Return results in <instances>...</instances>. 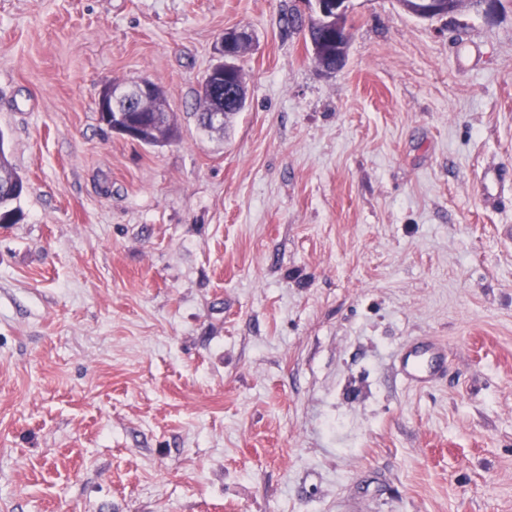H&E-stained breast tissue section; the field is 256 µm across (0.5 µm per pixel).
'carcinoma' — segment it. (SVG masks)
I'll return each instance as SVG.
<instances>
[{
	"label": "carcinoma",
	"instance_id": "1",
	"mask_svg": "<svg viewBox=\"0 0 512 512\" xmlns=\"http://www.w3.org/2000/svg\"><path fill=\"white\" fill-rule=\"evenodd\" d=\"M313 43L306 50L321 66L327 68L339 62H346V53L336 55L334 33L325 27H319L312 33ZM210 82L229 84L236 88L237 99H229L227 93L215 97L207 89H202L199 99L197 121L199 126L209 132L224 131L228 128L233 116L242 111L246 103V82L243 70L234 65L228 73L218 69L210 78ZM146 97L143 110L140 112H106L100 115V121L107 129L132 128L138 133V141L144 145L156 146L178 137V126L175 115L170 110L164 90L156 83ZM222 107L224 112L216 120L212 119V110ZM25 190L23 178L17 174L4 148V137L0 133V218L11 221L18 217L19 210L14 203Z\"/></svg>",
	"mask_w": 512,
	"mask_h": 512
}]
</instances>
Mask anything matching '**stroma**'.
I'll use <instances>...</instances> for the list:
<instances>
[{"label":"stroma","mask_w":512,"mask_h":512,"mask_svg":"<svg viewBox=\"0 0 512 512\" xmlns=\"http://www.w3.org/2000/svg\"><path fill=\"white\" fill-rule=\"evenodd\" d=\"M352 4L328 74L312 0H0V512H512V0ZM141 80L175 141L100 123ZM312 40V44L309 43V45H306V50L321 67H326H322L325 72L334 73L335 71L327 68L334 67L338 61L341 62V67H344L348 40L341 53L342 59H339L338 55H336V41L334 33L331 30L325 27L317 28L312 33ZM227 41H224V71L229 70L233 66V54L229 50L231 44L236 39L247 40L252 38V33L246 28H235L227 30ZM250 43H239L234 42L235 63L238 58L243 55L250 47ZM234 63L233 69L227 73V76H223V68L217 69L213 76L210 78V83H218L223 85L225 83L233 85L236 88V92L240 98L230 100L227 97L228 91L224 90L219 96L215 97L210 94L206 86L203 88L199 99V112H197V121L199 126L206 131H221L224 133L231 122L233 116L242 111L246 103V82L242 68ZM240 78V79H239ZM224 106V110L216 109L217 107ZM216 109V110H214ZM213 110V111H212ZM212 111V112H211ZM220 113V117L213 116L212 114ZM218 118V119H217ZM217 120V122L214 121ZM25 190L23 178L17 174L7 156L4 144L0 143V218L11 221L18 217L14 203ZM412 360L410 362V359ZM443 358V353L425 349L424 351L414 350L405 359V368L408 375L416 382L428 381L437 371V365Z\"/></svg>","instance_id":"stroma-1"}]
</instances>
